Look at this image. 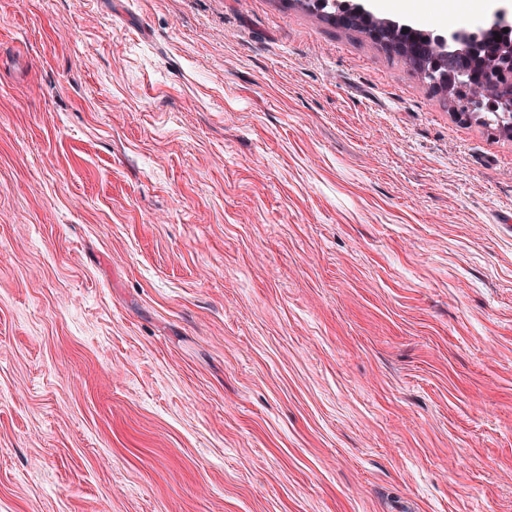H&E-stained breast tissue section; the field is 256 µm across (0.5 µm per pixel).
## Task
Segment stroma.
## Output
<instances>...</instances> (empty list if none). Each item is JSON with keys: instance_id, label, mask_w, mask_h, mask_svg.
Returning a JSON list of instances; mask_svg holds the SVG:
<instances>
[{"instance_id": "1", "label": "stroma", "mask_w": 512, "mask_h": 512, "mask_svg": "<svg viewBox=\"0 0 512 512\" xmlns=\"http://www.w3.org/2000/svg\"><path fill=\"white\" fill-rule=\"evenodd\" d=\"M0 512H512V138L302 0H0Z\"/></svg>"}]
</instances>
